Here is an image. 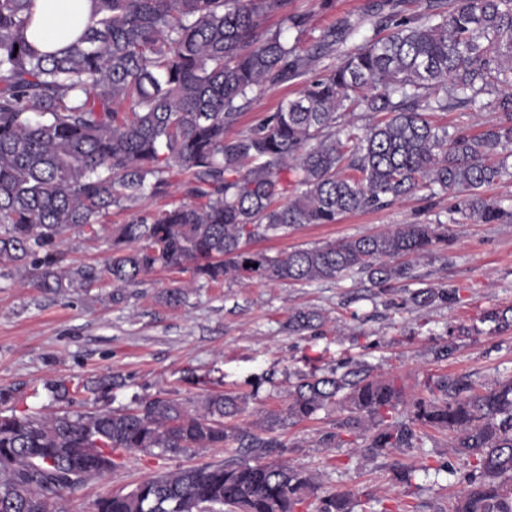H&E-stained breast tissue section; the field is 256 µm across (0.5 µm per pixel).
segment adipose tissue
I'll return each instance as SVG.
<instances>
[{
	"mask_svg": "<svg viewBox=\"0 0 512 512\" xmlns=\"http://www.w3.org/2000/svg\"><path fill=\"white\" fill-rule=\"evenodd\" d=\"M89 11V0H32L31 42L41 51L55 50L83 30Z\"/></svg>",
	"mask_w": 512,
	"mask_h": 512,
	"instance_id": "obj_1",
	"label": "adipose tissue"
}]
</instances>
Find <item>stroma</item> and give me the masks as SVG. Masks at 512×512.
I'll list each match as a JSON object with an SVG mask.
<instances>
[{
    "label": "stroma",
    "mask_w": 512,
    "mask_h": 512,
    "mask_svg": "<svg viewBox=\"0 0 512 512\" xmlns=\"http://www.w3.org/2000/svg\"><path fill=\"white\" fill-rule=\"evenodd\" d=\"M412 16L424 0H288V11L305 16L304 32L284 30L287 41L310 46L322 29L347 18L364 22L377 10ZM331 57L315 61L305 79L269 88L253 101L242 127L256 124L280 103L295 97L304 80L319 76ZM495 98L479 108L437 112L433 121L449 131H478L497 117ZM454 199L425 193L343 215L333 224H308L278 236L254 241L253 249L271 253L308 247L345 237L363 236L400 224H447L451 242L416 266V280L372 284L353 275L340 281L220 284L188 289L177 307L163 305L160 295L186 284L190 273L159 270L142 282L121 289L113 300L108 284L86 294L61 297L26 286L22 269L0 272V386L16 390L19 410L48 411L43 388L48 378L78 384L96 375L119 373L123 384L112 391L111 406H130L133 396L157 394L193 400L203 391L246 395L248 420L279 411L288 402V381L312 367L331 369L355 361L375 376H393L407 394L420 395L428 376L465 375L491 385L512 376V328L495 330L486 310L512 304V224H459ZM128 211L115 207L97 224L95 233H69L63 244L67 262L103 266L112 250V229L126 223ZM456 288L460 299L419 309L407 302L419 283ZM316 308L326 322L314 333L292 335L293 310ZM456 336H448V328ZM454 342V354L437 360L435 351ZM344 410L329 406L311 419L276 428L281 443L274 460L301 466L322 490L346 488L356 493L354 512H399L404 503L417 512H448V501L463 487L471 467L449 446L447 435L430 432L422 447L405 451L403 464L421 459L444 464L445 472L418 471L411 485L398 483L390 459L373 458L357 444L325 448L319 439L343 419ZM222 448L179 452L119 453L120 469L111 481L93 480L68 494L67 512H91L109 492L127 491L145 477L180 467L221 464L234 459Z\"/></svg>",
    "instance_id": "35a3bbf8"
}]
</instances>
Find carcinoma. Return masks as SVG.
<instances>
[{"label": "carcinoma", "mask_w": 512, "mask_h": 512, "mask_svg": "<svg viewBox=\"0 0 512 512\" xmlns=\"http://www.w3.org/2000/svg\"><path fill=\"white\" fill-rule=\"evenodd\" d=\"M30 5L0 0V269L23 266L33 288L88 293L106 280L136 284L158 268L186 271L188 284L160 298L173 307L193 284L228 276L416 280L414 264L395 259L427 256L448 242L447 226L403 224L275 254L248 245L421 190L456 199L465 222L512 224V207L485 195L508 175L497 149L512 144V0H452L446 11L427 0L418 15L376 13L372 35L238 131L256 96L305 74L360 25L343 19L304 49L268 26L280 16L305 30L288 0H91L84 30L41 52L27 37ZM493 93L498 118L478 134H451L429 118ZM357 108L385 118L358 126L346 119ZM172 186L180 198L170 207H142ZM114 206L130 219L113 228L108 262L64 263L63 237L94 230ZM457 298L455 288L427 285L409 302ZM484 320L512 328V305ZM323 323L319 310L299 309L288 331ZM122 384L105 373L84 390L106 401ZM44 389L55 403H74L63 379ZM427 390L408 400L397 379L358 367L298 376L286 407L252 422L245 396L214 391L188 404L137 397L125 411H1L0 512H65V493L112 478L118 450L189 448L230 449L242 459L159 473L97 499L92 512H353L352 491L321 495L306 470L264 461L282 447L276 427L333 404L351 416L322 436L325 447L363 436L365 452L391 458L431 430L444 432L472 467L448 512H512V377L479 389L466 376L443 375Z\"/></svg>", "instance_id": "1"}]
</instances>
